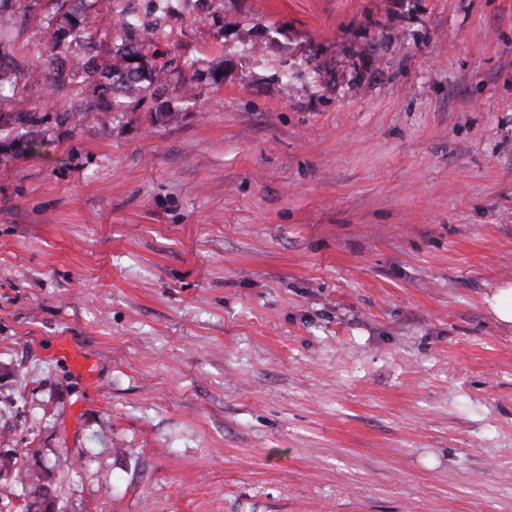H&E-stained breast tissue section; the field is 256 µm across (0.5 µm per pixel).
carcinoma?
<instances>
[{
  "mask_svg": "<svg viewBox=\"0 0 512 512\" xmlns=\"http://www.w3.org/2000/svg\"><path fill=\"white\" fill-rule=\"evenodd\" d=\"M182 1L189 2L169 0L164 7L150 0L141 13H122L110 41L99 37V5L112 0H54L57 9L47 17L37 8L41 0L0 4V34L33 20L46 23L49 30L46 58L34 68L16 63L8 49L0 50V103L10 104L8 111L0 110V131H5L0 156L33 154L43 143L45 116L21 105V85L32 79L47 84L44 109L54 113L60 127L74 128L87 120L106 126L112 113L148 98L157 102L171 85L186 99L198 98L194 63L156 48L160 35L170 36L168 19ZM75 87L85 93L79 104L59 103L62 93Z\"/></svg>",
  "mask_w": 512,
  "mask_h": 512,
  "instance_id": "carcinoma-1",
  "label": "carcinoma"
}]
</instances>
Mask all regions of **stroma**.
I'll use <instances>...</instances> for the list:
<instances>
[{
  "label": "stroma",
  "mask_w": 512,
  "mask_h": 512,
  "mask_svg": "<svg viewBox=\"0 0 512 512\" xmlns=\"http://www.w3.org/2000/svg\"><path fill=\"white\" fill-rule=\"evenodd\" d=\"M169 24L222 85L0 157V512H512V0ZM490 314L502 325H512V283L504 284L486 298Z\"/></svg>",
  "instance_id": "35a3bbf8"
}]
</instances>
